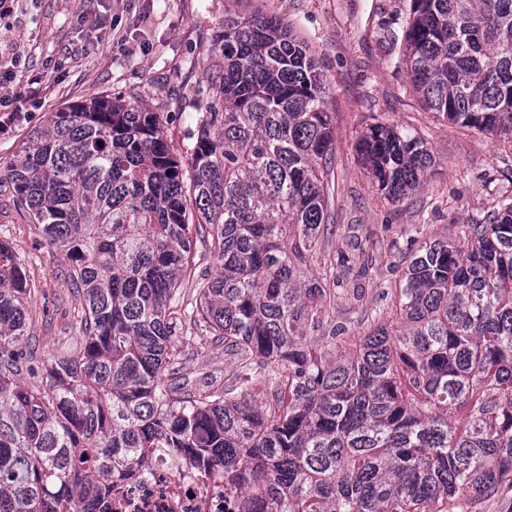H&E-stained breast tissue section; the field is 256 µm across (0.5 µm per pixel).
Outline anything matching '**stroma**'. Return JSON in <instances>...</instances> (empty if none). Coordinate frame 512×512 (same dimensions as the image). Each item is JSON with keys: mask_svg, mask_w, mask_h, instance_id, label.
Instances as JSON below:
<instances>
[{"mask_svg": "<svg viewBox=\"0 0 512 512\" xmlns=\"http://www.w3.org/2000/svg\"><path fill=\"white\" fill-rule=\"evenodd\" d=\"M409 0H15L0 20V59L17 60L39 91L14 83L0 89V166L20 142L43 128L50 112L104 94L159 112L175 154L184 155L199 118L194 106L208 66L203 50L225 14L260 10L288 20L322 65L327 109L336 123L332 160L336 227L332 247L350 258L367 254L372 273L364 298L336 299L344 338L355 342L386 319L395 280L425 241L456 240L463 224H479L512 188V143L434 117L418 101L401 64ZM408 130L427 143L435 163L422 188L400 203L377 194L355 142L372 121ZM8 242L37 286L31 303L29 357L43 369L65 356L78 336L82 302L67 283V265L45 245L0 189V241Z\"/></svg>", "mask_w": 512, "mask_h": 512, "instance_id": "35a3bbf8", "label": "stroma"}]
</instances>
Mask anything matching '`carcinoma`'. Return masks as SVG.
Wrapping results in <instances>:
<instances>
[{
  "label": "carcinoma",
  "mask_w": 512,
  "mask_h": 512,
  "mask_svg": "<svg viewBox=\"0 0 512 512\" xmlns=\"http://www.w3.org/2000/svg\"><path fill=\"white\" fill-rule=\"evenodd\" d=\"M402 41L428 110L512 140V0H410ZM204 52L186 158L158 113L109 95L50 113L0 167L83 305L73 351L44 388L24 383L35 288L0 242V512H90L145 448L224 468L240 512H449L512 487V197L460 225L463 245L419 247L392 318L333 360L348 257L325 250L336 126L319 62L262 12L224 16ZM355 150L392 202L434 162L381 122ZM188 316L236 359L224 384L189 385Z\"/></svg>",
  "instance_id": "carcinoma-1"
}]
</instances>
